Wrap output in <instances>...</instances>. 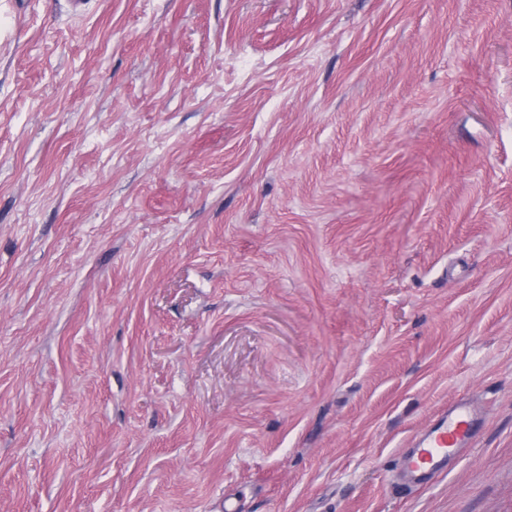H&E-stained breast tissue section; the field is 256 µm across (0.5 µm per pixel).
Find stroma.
<instances>
[{"mask_svg":"<svg viewBox=\"0 0 512 512\" xmlns=\"http://www.w3.org/2000/svg\"><path fill=\"white\" fill-rule=\"evenodd\" d=\"M228 499L512 512V0H0V512ZM474 405L458 400L442 409L409 448L403 464V491L430 485L446 474L471 447L481 421Z\"/></svg>","mask_w":512,"mask_h":512,"instance_id":"1","label":"stroma"}]
</instances>
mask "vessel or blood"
I'll list each match as a JSON object with an SVG mask.
<instances>
[{
    "label": "vessel or blood",
    "instance_id": "obj_1",
    "mask_svg": "<svg viewBox=\"0 0 512 512\" xmlns=\"http://www.w3.org/2000/svg\"><path fill=\"white\" fill-rule=\"evenodd\" d=\"M481 421L474 405L458 400L442 409L409 448L403 464L408 489L430 485L470 449Z\"/></svg>",
    "mask_w": 512,
    "mask_h": 512
}]
</instances>
